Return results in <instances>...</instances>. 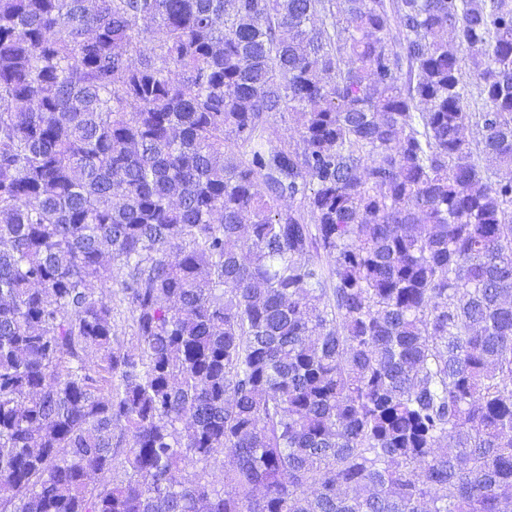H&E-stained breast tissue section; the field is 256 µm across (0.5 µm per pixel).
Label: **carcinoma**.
<instances>
[{
  "label": "carcinoma",
  "instance_id": "1",
  "mask_svg": "<svg viewBox=\"0 0 512 512\" xmlns=\"http://www.w3.org/2000/svg\"><path fill=\"white\" fill-rule=\"evenodd\" d=\"M0 512H512V0H0ZM122 294L117 285L112 287V304L114 313L112 317V330L114 332V346H131L133 341L132 321L126 305L121 302Z\"/></svg>",
  "mask_w": 512,
  "mask_h": 512
}]
</instances>
